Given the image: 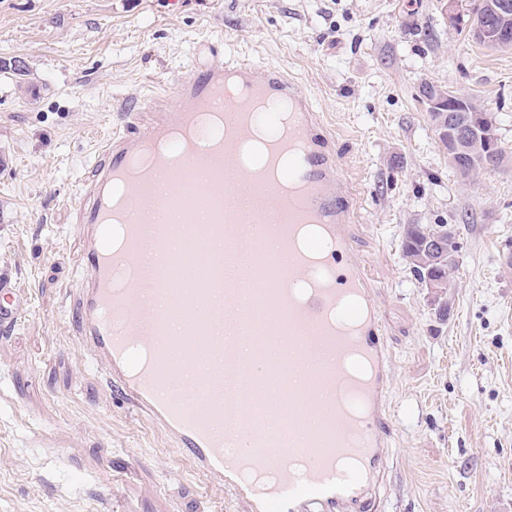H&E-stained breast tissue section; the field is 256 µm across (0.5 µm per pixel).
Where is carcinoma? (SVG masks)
<instances>
[{
	"label": "carcinoma",
	"mask_w": 512,
	"mask_h": 512,
	"mask_svg": "<svg viewBox=\"0 0 512 512\" xmlns=\"http://www.w3.org/2000/svg\"><path fill=\"white\" fill-rule=\"evenodd\" d=\"M483 0H470L469 14L457 32H467L475 36L470 20L481 19ZM503 162V151L488 152L480 145L471 142L466 151L458 157L457 165L451 167L458 177H464L472 168L479 172L499 166ZM446 224H410L405 229L401 242V256L417 284L428 287L434 283L438 287L437 303L434 307L436 319H448V282L450 272L458 266L459 245L457 239L448 238Z\"/></svg>",
	"instance_id": "obj_1"
}]
</instances>
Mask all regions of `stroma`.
I'll list each match as a JSON object with an SVG mask.
<instances>
[{
	"instance_id": "1",
	"label": "stroma",
	"mask_w": 512,
	"mask_h": 512,
	"mask_svg": "<svg viewBox=\"0 0 512 512\" xmlns=\"http://www.w3.org/2000/svg\"><path fill=\"white\" fill-rule=\"evenodd\" d=\"M444 0H0V272L25 301L0 340V512H246L89 371L58 317L80 267L69 222L101 135L174 90L202 39L282 68L334 130L362 200L354 252L381 289L393 448L383 512H512V49L449 29ZM475 97L507 157L451 172L419 88ZM452 224L448 321L400 253Z\"/></svg>"
}]
</instances>
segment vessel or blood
<instances>
[{
    "mask_svg": "<svg viewBox=\"0 0 512 512\" xmlns=\"http://www.w3.org/2000/svg\"><path fill=\"white\" fill-rule=\"evenodd\" d=\"M227 87L236 95L220 103L242 137L249 130L239 117L254 93L292 107L299 147L284 177L300 184L301 193L279 198L255 171L237 167L234 140L201 153L174 143L130 185L132 248L127 256L112 255L106 240L114 183L136 155ZM333 141L310 93L283 69L236 59L195 65L174 91L150 95L143 118L126 120L102 139L70 208L87 244L64 302L79 349L246 512H366L392 449L394 379L379 290L352 251L348 226L358 215L356 194ZM160 184L181 207L182 223H193L198 203L206 204L210 220L199 236L210 240L215 261L165 270L140 250L141 242L157 246L166 234L155 218ZM306 222L318 225L325 239L328 281L298 302L281 295L270 314L271 327L292 337V354L277 368L280 392L261 397L265 422L288 420L283 446L256 428L225 426L224 396L239 388L251 358L241 349L251 328L247 291L261 276L272 288L303 276L292 237L294 225ZM22 308L15 288L0 279V325L11 327ZM174 314L183 341L169 354L194 361L191 379L139 362V350L158 347L168 335ZM350 344L370 365L367 379L353 387L360 406L355 416L336 399L345 383L337 360Z\"/></svg>",
    "mask_w": 512,
    "mask_h": 512,
    "instance_id": "obj_1",
    "label": "vessel or blood"
}]
</instances>
